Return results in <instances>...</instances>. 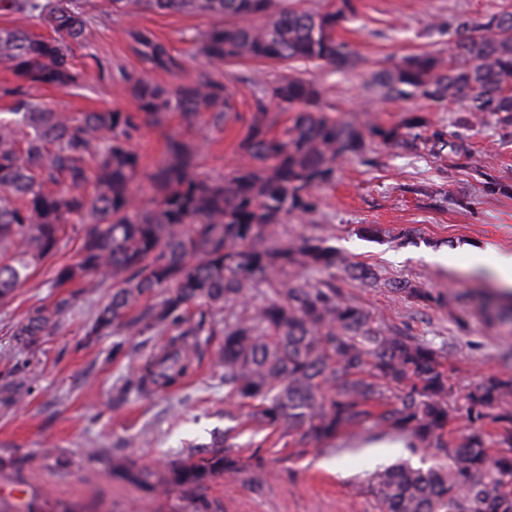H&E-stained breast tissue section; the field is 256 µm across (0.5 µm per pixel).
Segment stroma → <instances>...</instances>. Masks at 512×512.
Instances as JSON below:
<instances>
[{
    "mask_svg": "<svg viewBox=\"0 0 512 512\" xmlns=\"http://www.w3.org/2000/svg\"><path fill=\"white\" fill-rule=\"evenodd\" d=\"M500 0H357L359 21L342 31L364 58L349 78L318 69L313 73L325 96L343 119L371 115L391 125L405 113L420 110L438 124H449L453 113L421 99L389 102L372 86L379 65L413 52L449 54L452 38L433 30L435 19L466 14L481 18L495 11ZM93 17L85 45L77 49L75 64L83 70L85 85L76 92L43 86L36 99L64 112H91L115 106L131 107L123 83L99 78L87 71L98 59L141 74L143 67L129 46L128 24L152 30L166 40L184 62L179 76L156 74L164 84L190 79L206 63L194 57L191 34L212 26L211 18L146 12L134 22L108 15V0H87ZM217 76L233 93L235 110L224 126L200 123L189 129L178 117L144 130L135 147L147 158L158 157L168 136L198 142L205 171L226 174L243 161L238 142L255 111L253 92L259 81L276 79L275 69L234 64L217 69ZM470 157L425 160L413 154L379 152L376 163H341L336 180L323 189V204L312 216L289 217L278 225L281 241L302 236L326 239L346 260L370 265L377 284L366 286L337 271L336 285L353 303L384 326L408 329L416 338L436 347L453 346L456 356L446 368L456 395L487 376H512V320L491 319L477 306L483 293L496 289L493 279L467 270V249L489 245L512 251V193L487 194L470 175L479 166L500 182L512 185V128L488 123L470 133ZM375 224V238H364L360 228ZM82 227L70 225L55 261L33 268L29 280L13 299L0 305V512H20L34 503L42 512L65 506L71 512H191L178 494L166 496L116 481L113 452L132 456L152 468L179 456L187 443L210 441L213 433L234 428L238 453L248 463H264L261 487L239 481H217L207 494L209 512H376L365 479L368 473L397 460L429 467L443 459L435 448H387L388 435L367 425L365 436L379 440L363 448L347 437L319 446L298 447L252 426L232 425L225 418L224 381L209 361L195 362L182 384L148 396L130 393L119 403L112 388L131 370V357L148 358L163 339L151 334L123 332L91 335L96 313L112 293H77L58 328L45 337L42 351L28 356L16 344L14 332L35 308L52 302L53 266L78 259ZM412 281L448 297L447 307L414 303L385 288V281ZM465 325H457V317ZM123 340L128 358L112 356L114 340ZM25 395L14 399V387ZM53 449L63 466L44 459ZM99 448L101 460L87 451Z\"/></svg>",
    "mask_w": 512,
    "mask_h": 512,
    "instance_id": "35a3bbf8",
    "label": "stroma"
}]
</instances>
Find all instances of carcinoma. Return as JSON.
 <instances>
[{
  "mask_svg": "<svg viewBox=\"0 0 512 512\" xmlns=\"http://www.w3.org/2000/svg\"><path fill=\"white\" fill-rule=\"evenodd\" d=\"M85 2L0 0V9L30 15L51 31L38 37L0 28V65L16 77L0 87V96L12 99L0 115V304L33 265L56 256L68 224L79 218L80 260L56 270L54 287L78 281L93 293L110 282L96 328L167 337L160 353L114 388L116 399L174 387L208 353L224 372L228 406L249 408L247 420L280 439L318 446L371 421L445 452L448 462L427 469L398 462L371 473L366 485L378 512H512V378L473 384L463 396L466 430L446 440L458 418L447 352L380 325L344 298L336 267L364 284L377 277L325 239L288 246L273 240L288 216L320 208V190L336 180L342 161L369 165L381 149L461 157L470 153L462 130L490 120L512 127V0L480 21L456 16L448 24L450 55L411 54L374 74L387 100L462 106L453 133L423 112L390 126L347 122L321 85L301 76L309 67L348 75L363 66L340 36L358 17L356 0H109L119 18L146 11L218 20L190 37L214 67L247 61L288 70L256 84V112L239 142L244 162L218 177L203 171L198 145L175 135L150 164L134 146L143 128L170 113L188 125L200 118L224 125L231 92L210 70L168 86L118 66L131 108L70 113L32 98L35 86L83 87L74 58L89 24ZM126 34L143 69L182 71L183 60L151 31L131 26ZM272 106L290 113L278 134L271 133ZM474 173L486 191H508L487 172ZM295 266L314 273L315 282L288 279ZM388 288L417 302L446 303L409 280ZM71 306L72 295L61 292L52 306L35 308L16 329L19 345L38 351ZM217 334L223 340L211 352ZM228 433L192 443L153 469L114 455L112 473L160 494L176 492L193 512H206V492L218 480L260 484L262 463L246 468Z\"/></svg>",
  "mask_w": 512,
  "mask_h": 512,
  "instance_id": "cac0c4a2",
  "label": "carcinoma"
}]
</instances>
